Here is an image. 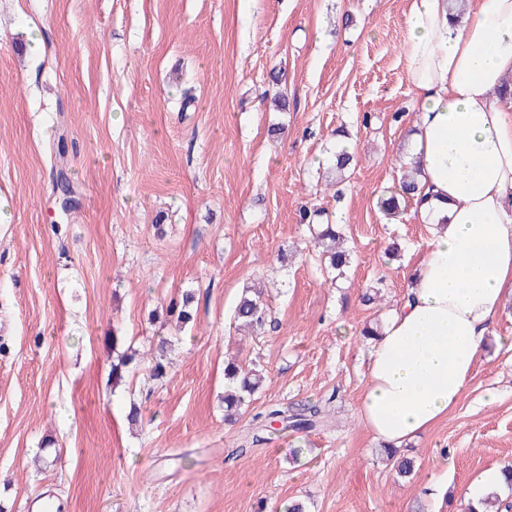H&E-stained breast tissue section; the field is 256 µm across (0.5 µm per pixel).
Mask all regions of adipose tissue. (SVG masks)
I'll use <instances>...</instances> for the list:
<instances>
[{
	"label": "adipose tissue",
	"mask_w": 512,
	"mask_h": 512,
	"mask_svg": "<svg viewBox=\"0 0 512 512\" xmlns=\"http://www.w3.org/2000/svg\"><path fill=\"white\" fill-rule=\"evenodd\" d=\"M413 203L431 238L372 343L359 420L399 448L459 402L512 300V0H410Z\"/></svg>",
	"instance_id": "ef3b65f1"
}]
</instances>
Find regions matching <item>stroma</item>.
<instances>
[{
	"mask_svg": "<svg viewBox=\"0 0 512 512\" xmlns=\"http://www.w3.org/2000/svg\"><path fill=\"white\" fill-rule=\"evenodd\" d=\"M407 8L0 0V512H38L46 493L60 512H285L296 499L306 512H464L469 482L512 464V303L457 406L406 444L409 478L358 418L361 331L400 303L430 236L411 210L390 221L376 205L398 188L416 122ZM340 127L355 155L341 179L324 166ZM62 167L77 199L66 213ZM305 209L345 225L342 278L324 272ZM255 278L269 322L234 331ZM186 293L195 322L179 331L168 308ZM116 336L140 358L118 386ZM162 337L172 364L156 380ZM229 355L266 375L232 425ZM307 403L327 423L306 435L264 416Z\"/></svg>",
	"mask_w": 512,
	"mask_h": 512,
	"instance_id": "stroma-1",
	"label": "stroma"
}]
</instances>
